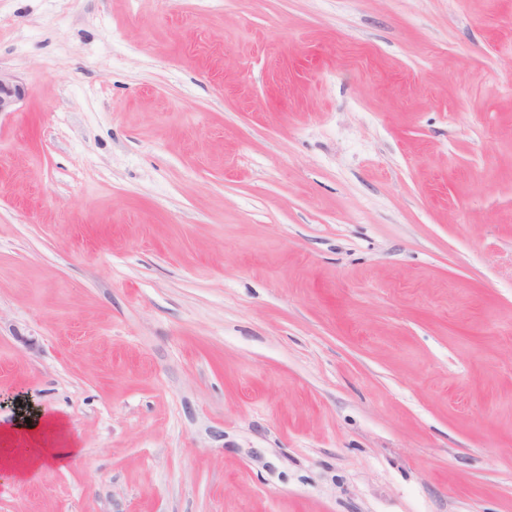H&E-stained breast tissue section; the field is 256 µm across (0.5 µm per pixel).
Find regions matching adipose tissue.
Listing matches in <instances>:
<instances>
[{
	"instance_id": "adipose-tissue-1",
	"label": "adipose tissue",
	"mask_w": 512,
	"mask_h": 512,
	"mask_svg": "<svg viewBox=\"0 0 512 512\" xmlns=\"http://www.w3.org/2000/svg\"><path fill=\"white\" fill-rule=\"evenodd\" d=\"M79 454L64 420L36 411L29 421L0 427V467L24 479L47 464L62 466Z\"/></svg>"
}]
</instances>
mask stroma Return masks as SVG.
I'll return each mask as SVG.
<instances>
[{
    "label": "stroma",
    "instance_id": "stroma-1",
    "mask_svg": "<svg viewBox=\"0 0 512 512\" xmlns=\"http://www.w3.org/2000/svg\"><path fill=\"white\" fill-rule=\"evenodd\" d=\"M0 70V426L80 448L0 512H512V0H0ZM24 97V87L15 76L0 70V114L13 112Z\"/></svg>",
    "mask_w": 512,
    "mask_h": 512
}]
</instances>
